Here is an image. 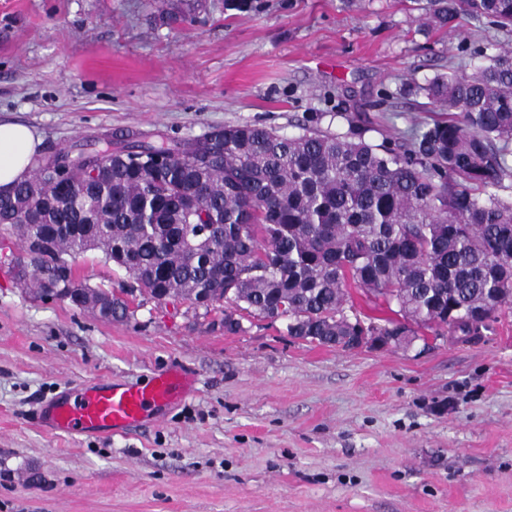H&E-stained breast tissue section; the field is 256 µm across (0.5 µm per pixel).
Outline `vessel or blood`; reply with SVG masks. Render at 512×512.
I'll return each instance as SVG.
<instances>
[{
	"label": "vessel or blood",
	"mask_w": 512,
	"mask_h": 512,
	"mask_svg": "<svg viewBox=\"0 0 512 512\" xmlns=\"http://www.w3.org/2000/svg\"><path fill=\"white\" fill-rule=\"evenodd\" d=\"M194 379L170 369L139 385L83 383L45 401L40 419L48 430L67 435H112L173 404L193 390Z\"/></svg>",
	"instance_id": "vessel-or-blood-1"
}]
</instances>
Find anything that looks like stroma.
<instances>
[{"mask_svg":"<svg viewBox=\"0 0 512 512\" xmlns=\"http://www.w3.org/2000/svg\"><path fill=\"white\" fill-rule=\"evenodd\" d=\"M512 33L427 31L405 0H0V121L40 154L183 140L244 122L396 139L442 119L413 83L471 69ZM0 229V512H512V305L467 340L344 350L286 320L225 332L221 311L144 300L106 321L17 283ZM77 277L116 286L99 252ZM197 383L112 437L41 428L43 400L86 379Z\"/></svg>","mask_w":512,"mask_h":512,"instance_id":"1","label":"stroma"}]
</instances>
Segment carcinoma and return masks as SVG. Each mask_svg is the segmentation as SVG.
I'll return each instance as SVG.
<instances>
[{"label": "carcinoma", "instance_id": "1", "mask_svg": "<svg viewBox=\"0 0 512 512\" xmlns=\"http://www.w3.org/2000/svg\"><path fill=\"white\" fill-rule=\"evenodd\" d=\"M427 28L467 17L512 30V0H426ZM412 90L448 118L374 144L364 130L323 131L312 114L286 135L263 123L182 141L112 140L34 160L0 194V225L26 259L18 280L37 298L129 316L136 295L241 320H288V335L341 346L357 333L417 338L412 325L477 335L512 301V47L481 52ZM99 250L125 271L117 288L75 280ZM398 307L379 323L349 316V288ZM480 309L483 320L463 317Z\"/></svg>", "mask_w": 512, "mask_h": 512}]
</instances>
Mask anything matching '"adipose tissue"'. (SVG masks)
<instances>
[{
	"mask_svg": "<svg viewBox=\"0 0 512 512\" xmlns=\"http://www.w3.org/2000/svg\"><path fill=\"white\" fill-rule=\"evenodd\" d=\"M40 140L19 122H0V193L29 177Z\"/></svg>",
	"mask_w": 512,
	"mask_h": 512,
	"instance_id": "obj_1",
	"label": "adipose tissue"
}]
</instances>
